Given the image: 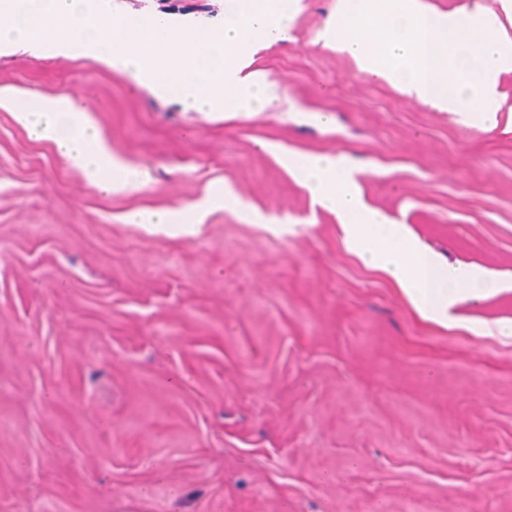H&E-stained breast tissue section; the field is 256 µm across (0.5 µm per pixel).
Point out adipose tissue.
Instances as JSON below:
<instances>
[{"mask_svg": "<svg viewBox=\"0 0 512 512\" xmlns=\"http://www.w3.org/2000/svg\"><path fill=\"white\" fill-rule=\"evenodd\" d=\"M0 108L39 140L53 142L86 176L102 189H137L148 185L150 172L115 156L91 114L69 94L24 96L0 90Z\"/></svg>", "mask_w": 512, "mask_h": 512, "instance_id": "ef3b65f1", "label": "adipose tissue"}]
</instances>
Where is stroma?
<instances>
[{
	"instance_id": "stroma-1",
	"label": "stroma",
	"mask_w": 512,
	"mask_h": 512,
	"mask_svg": "<svg viewBox=\"0 0 512 512\" xmlns=\"http://www.w3.org/2000/svg\"><path fill=\"white\" fill-rule=\"evenodd\" d=\"M335 7L300 0L252 56L277 99L227 119L102 61L0 48V88L73 95L153 177L105 192L0 110V512H512V74L497 128L466 126L324 46ZM280 147L346 156L367 208L488 291L421 319ZM217 185L238 203L194 233L124 220Z\"/></svg>"
}]
</instances>
